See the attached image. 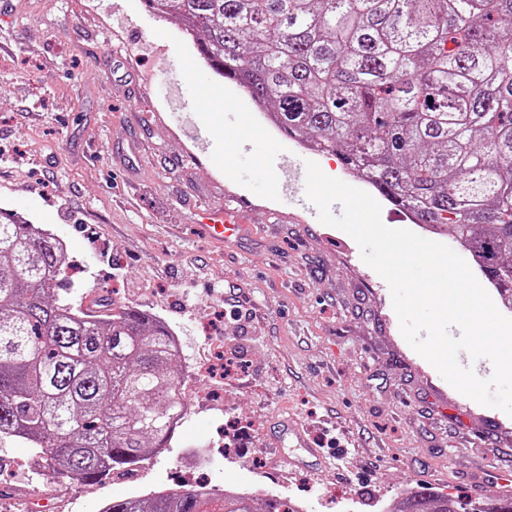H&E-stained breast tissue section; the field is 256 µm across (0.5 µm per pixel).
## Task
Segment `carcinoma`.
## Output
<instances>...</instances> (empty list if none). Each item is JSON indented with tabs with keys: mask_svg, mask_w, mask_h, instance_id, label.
<instances>
[{
	"mask_svg": "<svg viewBox=\"0 0 512 512\" xmlns=\"http://www.w3.org/2000/svg\"><path fill=\"white\" fill-rule=\"evenodd\" d=\"M275 126L340 156L417 223L451 227L512 311V0H145ZM66 244L0 212V436L99 482L169 447L182 350L139 310L90 315L61 282ZM280 498L181 488L104 512H283ZM386 512H512L420 487Z\"/></svg>",
	"mask_w": 512,
	"mask_h": 512,
	"instance_id": "obj_1",
	"label": "carcinoma"
}]
</instances>
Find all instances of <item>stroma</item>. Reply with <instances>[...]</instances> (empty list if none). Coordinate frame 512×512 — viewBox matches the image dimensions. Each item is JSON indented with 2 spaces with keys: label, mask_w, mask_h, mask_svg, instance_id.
Returning <instances> with one entry per match:
<instances>
[{
  "label": "stroma",
  "mask_w": 512,
  "mask_h": 512,
  "mask_svg": "<svg viewBox=\"0 0 512 512\" xmlns=\"http://www.w3.org/2000/svg\"><path fill=\"white\" fill-rule=\"evenodd\" d=\"M198 61L142 0H0V211L62 239L81 303L113 294L166 322L181 367L223 351L231 372L186 380L169 448L100 483L29 473L0 437V512H101L140 493L207 484L305 512H382L418 487L512 497V416L453 388L404 339L387 283L355 240L306 209L298 144L247 120L245 153L202 154L178 121L173 65ZM207 203L241 236L209 239ZM306 430L324 459L295 448ZM209 457L194 471L190 459ZM301 458V465L288 461Z\"/></svg>",
  "instance_id": "obj_1"
}]
</instances>
